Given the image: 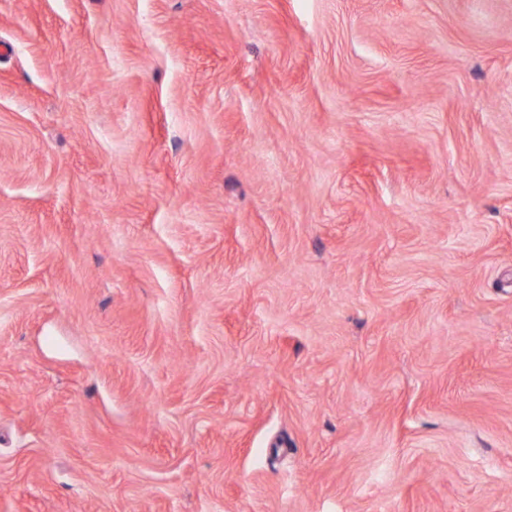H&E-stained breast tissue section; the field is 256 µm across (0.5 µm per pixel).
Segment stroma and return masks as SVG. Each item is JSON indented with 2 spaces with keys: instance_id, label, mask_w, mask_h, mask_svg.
<instances>
[{
  "instance_id": "obj_1",
  "label": "stroma",
  "mask_w": 512,
  "mask_h": 512,
  "mask_svg": "<svg viewBox=\"0 0 512 512\" xmlns=\"http://www.w3.org/2000/svg\"><path fill=\"white\" fill-rule=\"evenodd\" d=\"M0 512H512V0H0Z\"/></svg>"
}]
</instances>
